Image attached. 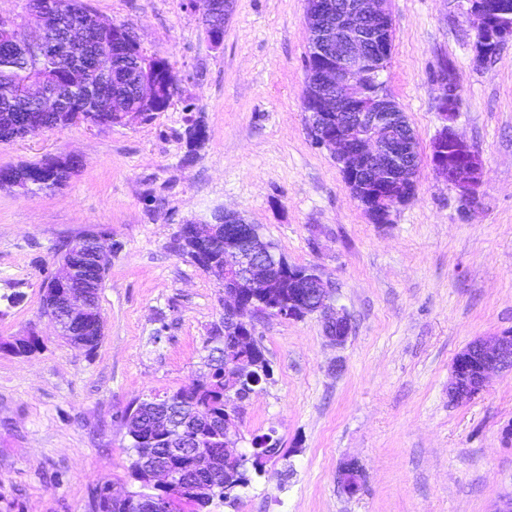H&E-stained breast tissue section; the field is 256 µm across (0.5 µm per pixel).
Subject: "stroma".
Here are the masks:
<instances>
[{"label":"stroma","instance_id":"1","mask_svg":"<svg viewBox=\"0 0 512 512\" xmlns=\"http://www.w3.org/2000/svg\"><path fill=\"white\" fill-rule=\"evenodd\" d=\"M85 2L167 61L179 90L148 121L0 143V167L81 158L54 191L0 189V295L22 296L0 309V512H89L94 489H132L123 415L206 374L224 319L223 287L170 248L181 224L217 209L260 225L289 263L319 267L352 332L337 346L315 314L256 322L273 376L244 402L240 432L274 434L285 454L209 512H496L512 498V372L463 403L448 383L469 342L512 330V41L479 63L467 0H390L384 80L421 164L412 200L374 224L307 132L306 0H235L218 46L198 2ZM444 62L460 86L454 126L485 164L470 203L430 163ZM196 118L206 139L189 162ZM90 228L120 245L91 353L40 312L63 245ZM30 333L38 351L5 350ZM351 459L363 471L352 497L338 483Z\"/></svg>","mask_w":512,"mask_h":512}]
</instances>
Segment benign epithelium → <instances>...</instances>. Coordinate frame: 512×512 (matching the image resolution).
<instances>
[{
	"label": "benign epithelium",
	"mask_w": 512,
	"mask_h": 512,
	"mask_svg": "<svg viewBox=\"0 0 512 512\" xmlns=\"http://www.w3.org/2000/svg\"><path fill=\"white\" fill-rule=\"evenodd\" d=\"M388 0H306L305 25L311 59L316 63L304 96L310 104L306 125L313 143L329 151L341 166L352 197L375 224H386L392 209L412 199L405 187L416 185L419 174V140L404 112L387 92L381 79L391 55V14ZM467 14L477 20L475 50L488 43L501 47L512 41V4L507 0H468ZM205 22L217 16L229 19L234 0H203ZM94 29L58 10L55 0H24L21 14L0 13V39L11 60L29 67L37 61L55 58L65 74L59 79L46 72L24 86L5 83L0 97L9 103L27 102L36 114L24 124L23 136L50 130L48 114L53 112H113L125 124L153 110L162 96L171 100L178 90L176 80L160 85L152 75V62L138 61L133 71L142 112L128 111L124 93L103 95L112 83L113 60L126 51L121 28L101 21ZM438 109L444 125L431 144L430 161L436 177L460 192L466 201L474 199L484 174L480 154L455 130L454 118L460 93L448 65L436 76ZM19 187L33 192L30 180L16 173L0 177V188ZM194 234L201 243L224 229V364L240 374L247 373L243 344L255 336V320L268 314L297 319L309 313L320 316L325 335L338 346L351 330L347 315L337 310L332 288L315 267L288 272L294 290L288 308L276 304L278 275L287 272L282 258L260 226L249 223L240 213L217 211L209 220H195ZM113 245L105 234L89 230L70 242L53 271L54 300L51 322L66 336L70 328L89 319L93 311L89 269L110 258ZM512 371V331L478 338L459 351L451 364L448 396L470 399L480 393L495 373ZM162 440L170 457L186 456L192 468L209 472L216 458L184 446L169 432L168 422L158 421ZM157 493L130 497L107 488L114 500L124 501L137 512H173L167 494L178 484L180 472L157 467L152 474ZM362 469L355 461L343 464L339 483L344 493L354 496L361 487Z\"/></svg>",
	"instance_id": "7a95c632"
}]
</instances>
